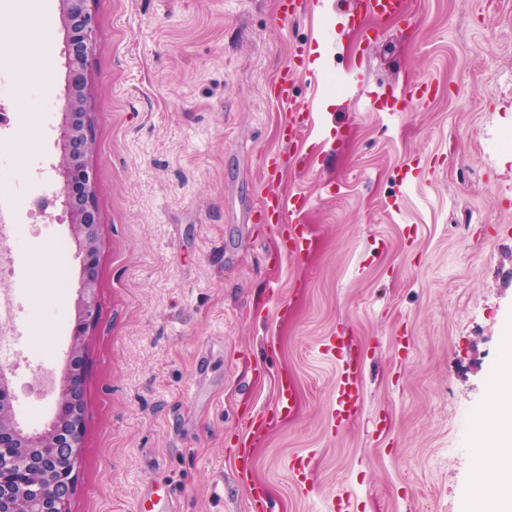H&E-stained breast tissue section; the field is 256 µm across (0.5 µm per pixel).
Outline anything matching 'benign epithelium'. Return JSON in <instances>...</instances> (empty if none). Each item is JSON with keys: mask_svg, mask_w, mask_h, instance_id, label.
<instances>
[{"mask_svg": "<svg viewBox=\"0 0 512 512\" xmlns=\"http://www.w3.org/2000/svg\"><path fill=\"white\" fill-rule=\"evenodd\" d=\"M63 3L70 31V95L61 135L70 146L63 161L64 171L70 173L83 171L85 157L94 148V142L87 133L88 110L83 94L81 69L96 32L92 16L86 8L87 0H63ZM84 183V198L79 206L71 202L68 185H63L61 189L65 206L69 210L70 223L83 238L86 246L81 281L83 309L70 349L71 358L77 361L80 360L83 351L85 330L96 319L95 254L99 236L98 225L92 219L96 191L90 177H84ZM50 392L54 397V412L49 424L40 431L25 429L17 421L14 411L13 370L3 364L0 365V448H14L21 442L29 448L38 449L46 459L55 462V469L47 475L48 483H35L20 491V494L35 500L48 497L53 500V512H69L74 469L83 437L82 388L78 369H69L68 376L60 383L52 384ZM26 470L27 465L18 458L7 461L0 459V488L4 486V480L8 479L10 474L15 471L23 473Z\"/></svg>", "mask_w": 512, "mask_h": 512, "instance_id": "obj_1", "label": "benign epithelium"}]
</instances>
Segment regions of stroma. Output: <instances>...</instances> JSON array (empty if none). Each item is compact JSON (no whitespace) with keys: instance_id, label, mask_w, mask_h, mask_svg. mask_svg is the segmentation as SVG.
I'll use <instances>...</instances> for the list:
<instances>
[{"instance_id":"stroma-1","label":"stroma","mask_w":512,"mask_h":512,"mask_svg":"<svg viewBox=\"0 0 512 512\" xmlns=\"http://www.w3.org/2000/svg\"><path fill=\"white\" fill-rule=\"evenodd\" d=\"M90 0L98 31L82 75L95 148L97 319L84 337L81 455L70 512H470L481 468L490 370L506 375L512 337V0H407V18L348 0ZM41 53L31 76L0 55L13 153L32 198L0 203L26 241L15 307L62 379L78 322L85 247L59 201V137L68 97L61 0L19 16L0 0V43ZM332 81L295 96L314 126L293 145L268 89L296 47ZM429 80L431 96L404 106ZM287 152L274 184L261 166ZM301 193L287 215L322 242L286 258L257 221L261 197ZM65 245L55 257L50 240ZM43 269L58 285H34ZM287 312H280V304ZM351 339L359 413L332 423L340 365L325 337ZM14 372L18 420L51 418L52 396L24 349ZM298 404L240 458L245 423L274 408L281 375ZM303 457L306 467L289 465Z\"/></svg>"}]
</instances>
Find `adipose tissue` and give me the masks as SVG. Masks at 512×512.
<instances>
[{"label":"adipose tissue","instance_id":"adipose-tissue-1","mask_svg":"<svg viewBox=\"0 0 512 512\" xmlns=\"http://www.w3.org/2000/svg\"><path fill=\"white\" fill-rule=\"evenodd\" d=\"M494 421L477 446L480 459L491 461L494 493L475 494L477 512H512V379L502 380L491 397Z\"/></svg>","mask_w":512,"mask_h":512}]
</instances>
